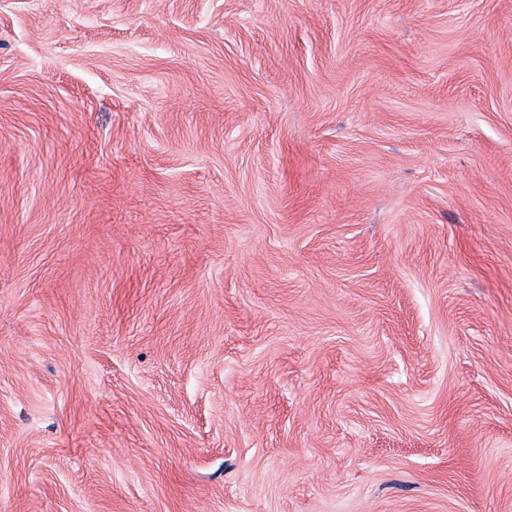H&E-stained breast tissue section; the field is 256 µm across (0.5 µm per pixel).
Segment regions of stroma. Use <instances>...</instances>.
Wrapping results in <instances>:
<instances>
[{
	"label": "stroma",
	"instance_id": "35a3bbf8",
	"mask_svg": "<svg viewBox=\"0 0 512 512\" xmlns=\"http://www.w3.org/2000/svg\"><path fill=\"white\" fill-rule=\"evenodd\" d=\"M0 512H512V0H0Z\"/></svg>",
	"mask_w": 512,
	"mask_h": 512
}]
</instances>
